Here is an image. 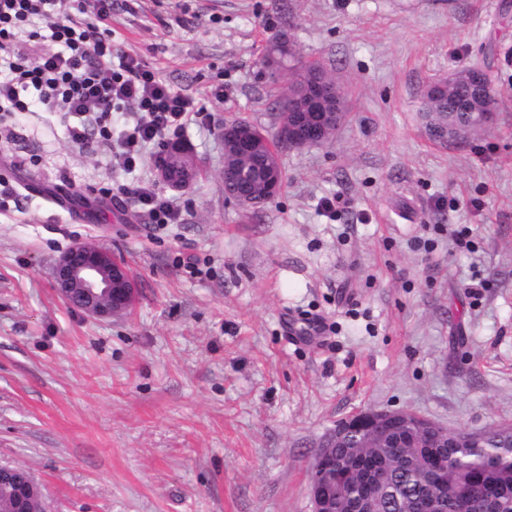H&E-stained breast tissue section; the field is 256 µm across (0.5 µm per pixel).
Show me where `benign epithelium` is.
Instances as JSON below:
<instances>
[{
  "label": "benign epithelium",
  "mask_w": 512,
  "mask_h": 512,
  "mask_svg": "<svg viewBox=\"0 0 512 512\" xmlns=\"http://www.w3.org/2000/svg\"><path fill=\"white\" fill-rule=\"evenodd\" d=\"M271 39L277 52L265 60L264 66L275 76L282 71V60L296 56V50L285 32L276 33ZM437 84H446L448 90L455 93L467 89L466 109L474 116V121L435 128V136L460 141L470 132L494 122L490 79L482 69L472 66L455 70ZM341 95L334 79L319 74L310 77L304 114L277 132L281 147L287 150L324 143L327 128L339 126L336 103L341 101ZM231 136L241 154L248 156L255 151L257 142L250 125L242 124ZM279 191L277 179L270 176L262 194L246 193L237 198V202L243 209L255 211L273 200ZM53 278L67 305L97 317L128 312L136 295V283L125 266L116 261L110 251L89 244H75L62 252L53 264ZM362 435L383 442L386 448H421L426 453L432 448H472L483 441L481 432L449 430L410 410L368 409L352 415L336 425L317 453L319 466L311 471L309 483L312 512H338L343 506L348 512H372L374 509L376 490L385 484L386 476L374 475V468L365 460V455H353L348 460L346 475L363 479L361 493L350 500L336 487V469L327 466V461L336 460V449L343 441ZM429 470L430 490L418 501V512H440L444 507V498L437 488L448 476V460H429ZM0 487L10 496V512H31L32 503L42 501L40 488L24 468L0 465Z\"/></svg>",
  "instance_id": "obj_1"
}]
</instances>
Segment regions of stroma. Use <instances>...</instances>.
Listing matches in <instances>:
<instances>
[{
	"label": "stroma",
	"mask_w": 512,
	"mask_h": 512,
	"mask_svg": "<svg viewBox=\"0 0 512 512\" xmlns=\"http://www.w3.org/2000/svg\"><path fill=\"white\" fill-rule=\"evenodd\" d=\"M278 30L336 78L345 116L283 152L281 192L244 223L218 129L275 133ZM112 37L209 117L181 134L200 175L163 225L90 197L157 182L153 163L109 166L54 112L0 121L20 193L0 212V464L32 474L46 512H310L313 459L352 414L512 424V0H112ZM462 66L489 75L496 119L434 140L425 88ZM76 243L128 265V314L63 301L52 264ZM313 318L317 346L296 333Z\"/></svg>",
	"instance_id": "stroma-1"
}]
</instances>
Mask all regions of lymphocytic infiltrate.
<instances>
[{"mask_svg":"<svg viewBox=\"0 0 512 512\" xmlns=\"http://www.w3.org/2000/svg\"><path fill=\"white\" fill-rule=\"evenodd\" d=\"M45 21L42 29L33 20ZM133 118L114 129L112 115ZM57 112L69 139L110 155L127 170L143 149L202 118L204 105L176 91L112 39V0H0V116ZM134 200L153 224H174L182 212L154 186L100 188Z\"/></svg>","mask_w":512,"mask_h":512,"instance_id":"lymphocytic-infiltrate-1","label":"lymphocytic infiltrate"}]
</instances>
